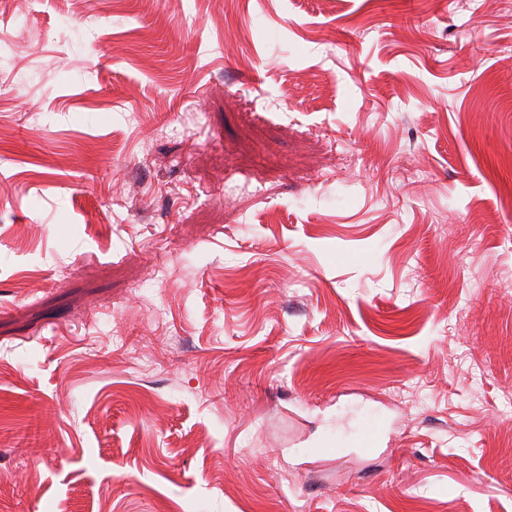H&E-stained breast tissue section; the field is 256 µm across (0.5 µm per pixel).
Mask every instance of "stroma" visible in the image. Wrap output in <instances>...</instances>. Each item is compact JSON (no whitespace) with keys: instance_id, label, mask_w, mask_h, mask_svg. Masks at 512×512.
Wrapping results in <instances>:
<instances>
[{"instance_id":"35a3bbf8","label":"stroma","mask_w":512,"mask_h":512,"mask_svg":"<svg viewBox=\"0 0 512 512\" xmlns=\"http://www.w3.org/2000/svg\"><path fill=\"white\" fill-rule=\"evenodd\" d=\"M0 32V512H512V0Z\"/></svg>"}]
</instances>
